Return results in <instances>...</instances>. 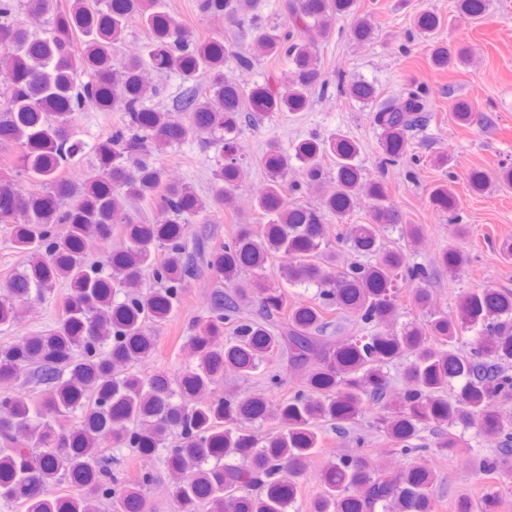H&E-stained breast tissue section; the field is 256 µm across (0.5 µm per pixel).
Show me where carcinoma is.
Here are the masks:
<instances>
[{
  "label": "carcinoma",
  "mask_w": 512,
  "mask_h": 512,
  "mask_svg": "<svg viewBox=\"0 0 512 512\" xmlns=\"http://www.w3.org/2000/svg\"><path fill=\"white\" fill-rule=\"evenodd\" d=\"M356 0H288L278 28L261 21L254 0H196L203 18L234 13L247 24L250 48L222 38L203 39L165 9L164 0H0V144L17 148L0 170V224L27 257L0 290V327L19 307L45 298L60 282L62 310L43 330L0 341V500L23 512H149L146 490L154 470L131 477L112 472L109 447L159 460L173 473L174 512H288L322 443L325 428L344 434L370 406L382 412L384 432L403 455L434 446L453 453L458 438L429 443L424 432L441 425L494 435L498 448L474 462L475 474L512 472V292L480 289L461 295L458 311H428L422 321L390 332L399 317L396 283L417 284L424 308L429 269L388 245L386 229L399 224L416 243L417 224H401L386 187L364 178L358 144L344 135H312L288 148L271 144L261 157L267 184L255 209L259 226L208 253L207 267L225 288L213 291L206 315L191 326L193 365L171 375L134 370L155 349L161 325L175 311L197 271L190 225L232 202L244 176L239 140L275 112H300L324 79L314 47L330 39L338 15ZM148 32L143 53L118 54L130 24ZM291 65L288 89L271 82L241 84L230 70H251L260 57ZM466 57L465 49L435 44L438 69ZM180 77L183 89L161 110L151 75ZM205 78L206 83L199 82ZM347 92L369 101L376 89L353 81ZM95 109L125 113L123 125L92 147L77 138L75 116ZM430 108L423 87L381 103L371 122L382 131L384 168L424 160L409 152L408 133L424 126ZM461 126L473 123L466 102L453 106ZM221 145L208 199L186 182H171L155 156L190 138ZM330 158L328 170L324 158ZM305 183L288 185L293 162ZM73 176H62L63 171ZM431 191V202L454 218L451 184ZM333 190L322 192L327 182ZM317 191V205L288 203L284 194ZM372 201L370 222L347 224L360 195ZM147 202L167 219L148 224L130 209ZM345 225L344 242L357 259L337 269L325 223ZM121 226L126 247L106 262L85 243H109ZM281 259L277 270L271 261ZM151 280L154 287L145 286ZM312 284L317 302L288 303V289ZM365 325L361 336L326 335L332 311ZM470 345H460L466 332ZM305 372V387L284 400L280 429L260 434L266 402L253 394L224 396V378H247L269 352ZM403 359L398 402L388 403L386 368ZM28 373L25 385L15 383ZM461 382L448 395L452 381ZM322 491L308 512H436L433 470L412 465L395 476L360 455L342 454L318 474ZM63 483L72 493L59 496Z\"/></svg>",
  "instance_id": "cac0c4a2"
}]
</instances>
